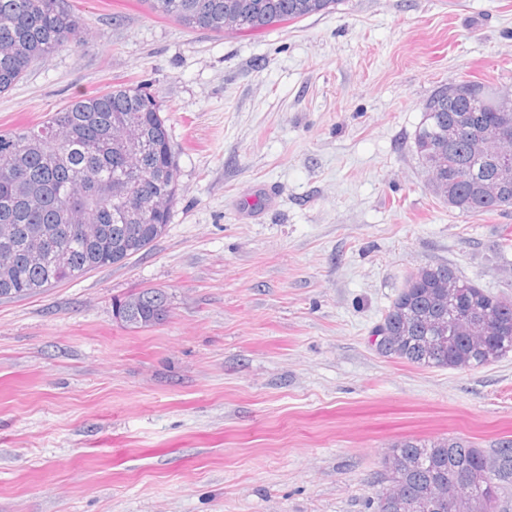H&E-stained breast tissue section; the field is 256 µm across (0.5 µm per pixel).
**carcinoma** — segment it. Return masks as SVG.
<instances>
[{
	"label": "carcinoma",
	"mask_w": 512,
	"mask_h": 512,
	"mask_svg": "<svg viewBox=\"0 0 512 512\" xmlns=\"http://www.w3.org/2000/svg\"><path fill=\"white\" fill-rule=\"evenodd\" d=\"M149 11L187 29L224 33V12L235 0H145ZM242 28L260 29L284 20L325 13L341 0H243ZM87 37L79 10L68 0H0V94L11 91L36 62ZM463 93L436 91L425 103L414 144L419 156L433 151L432 187L441 199L465 213L512 208V167L485 147L489 129L512 124V107L487 110L479 96L488 85L465 80ZM156 96L143 84H119L92 95H78L40 124L0 131V299L25 298L43 288L73 281L71 271L120 264L146 251L167 229L170 212L152 207L161 194L178 195L176 150ZM131 118L139 128L144 153L133 157L112 141V126ZM461 127L457 141L439 151L444 131ZM135 224L139 241L124 245V229ZM97 230L101 244L88 248L83 230ZM59 251L70 255L71 271L54 264ZM462 304L481 303L499 327L459 326L456 339L440 342L435 321L448 312V291ZM134 310L131 324L162 321L167 293L149 288L116 301ZM374 335L386 337L389 357L421 368L470 370L512 352V301L494 295L443 263L411 274L393 299ZM409 463L399 473L411 496L422 498L432 482L465 466L494 483L480 512H499L501 485L512 476V440L494 454L469 441L446 436L406 438L388 456Z\"/></svg>",
	"instance_id": "obj_1"
}]
</instances>
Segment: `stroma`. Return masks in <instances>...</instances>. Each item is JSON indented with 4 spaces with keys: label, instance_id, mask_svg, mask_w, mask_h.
I'll return each instance as SVG.
<instances>
[{
    "label": "stroma",
    "instance_id": "1",
    "mask_svg": "<svg viewBox=\"0 0 512 512\" xmlns=\"http://www.w3.org/2000/svg\"><path fill=\"white\" fill-rule=\"evenodd\" d=\"M73 2L88 39L0 95V130L148 84L179 193L145 253L0 301V512H374L394 442L512 439V353L418 368L371 337L425 265L512 299V212L448 206L414 146L441 86L512 89V0H341L220 36ZM145 288L164 321H116Z\"/></svg>",
    "mask_w": 512,
    "mask_h": 512
}]
</instances>
